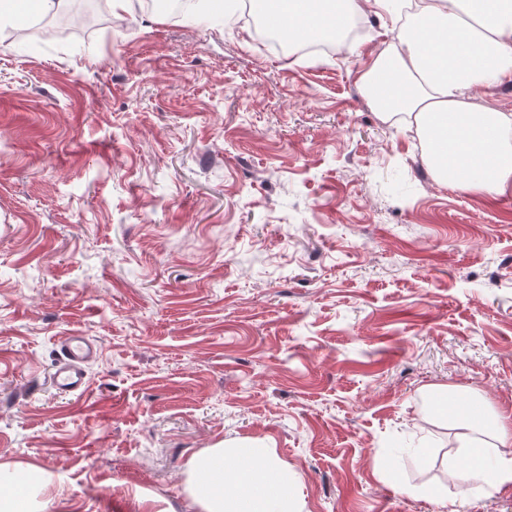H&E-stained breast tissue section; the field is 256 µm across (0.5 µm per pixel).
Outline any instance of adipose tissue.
<instances>
[{
    "instance_id": "adipose-tissue-1",
    "label": "adipose tissue",
    "mask_w": 512,
    "mask_h": 512,
    "mask_svg": "<svg viewBox=\"0 0 512 512\" xmlns=\"http://www.w3.org/2000/svg\"><path fill=\"white\" fill-rule=\"evenodd\" d=\"M265 25L299 44L343 32L354 14L392 17L382 49L359 77L385 123L400 117L428 144L437 184L512 193V113L478 103V90L512 81V0H255ZM434 409L462 431L456 478L512 484V417L439 392ZM192 512H300L296 478L274 449L220 444L186 463Z\"/></svg>"
}]
</instances>
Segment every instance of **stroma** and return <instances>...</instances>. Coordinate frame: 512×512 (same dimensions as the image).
Masks as SVG:
<instances>
[{"label": "stroma", "instance_id": "stroma-1", "mask_svg": "<svg viewBox=\"0 0 512 512\" xmlns=\"http://www.w3.org/2000/svg\"><path fill=\"white\" fill-rule=\"evenodd\" d=\"M198 11L0 29V465L45 512H189L190 456L250 439L303 512H438L431 388L512 415V193L437 185L378 120L381 20L292 58ZM76 332L100 355L63 397ZM97 347L83 333L65 336L60 342L51 384L60 394L81 396L89 386L86 366L97 357Z\"/></svg>", "mask_w": 512, "mask_h": 512}]
</instances>
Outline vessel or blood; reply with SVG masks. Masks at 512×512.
Segmentation results:
<instances>
[{"label": "vessel or blood", "instance_id": "vessel-or-blood-1", "mask_svg": "<svg viewBox=\"0 0 512 512\" xmlns=\"http://www.w3.org/2000/svg\"><path fill=\"white\" fill-rule=\"evenodd\" d=\"M97 356V347L82 333L65 336L51 375L53 388L61 394L80 396L89 386L86 366Z\"/></svg>", "mask_w": 512, "mask_h": 512}]
</instances>
